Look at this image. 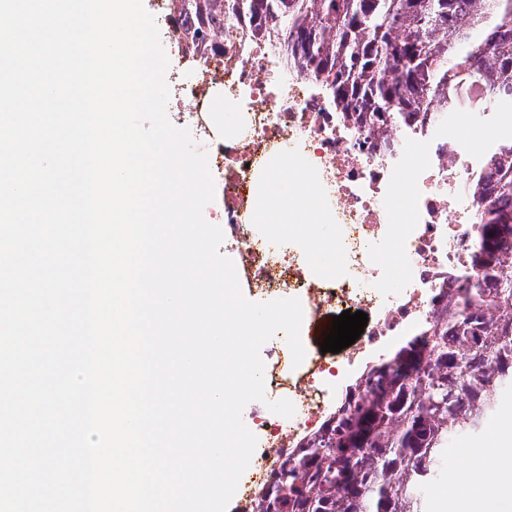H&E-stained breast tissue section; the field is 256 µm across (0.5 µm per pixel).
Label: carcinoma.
Segmentation results:
<instances>
[{"instance_id":"obj_1","label":"carcinoma","mask_w":512,"mask_h":512,"mask_svg":"<svg viewBox=\"0 0 512 512\" xmlns=\"http://www.w3.org/2000/svg\"><path fill=\"white\" fill-rule=\"evenodd\" d=\"M195 52L228 9L288 37L290 68L309 66L345 112L374 127L444 113L512 112V0H175ZM487 88L485 101L471 93ZM471 262L483 287L463 309L406 340L366 372L316 434L259 492L258 512H429L448 442L472 436L512 392V138L490 158ZM502 316L494 319L489 311Z\"/></svg>"}]
</instances>
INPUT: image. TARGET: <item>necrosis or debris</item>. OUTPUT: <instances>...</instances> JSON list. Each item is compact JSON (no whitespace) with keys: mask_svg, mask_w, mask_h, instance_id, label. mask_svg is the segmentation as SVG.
<instances>
[{"mask_svg":"<svg viewBox=\"0 0 512 512\" xmlns=\"http://www.w3.org/2000/svg\"><path fill=\"white\" fill-rule=\"evenodd\" d=\"M172 0H156L153 16L162 42L182 64L170 72L169 118L188 115L206 145L208 165L224 173V244L237 256L241 287L253 295L298 299L304 324L340 307L364 311L369 321L358 340L332 358L291 353L271 363L265 393L290 400L300 414L290 426L274 415L255 418V471L239 492V512H255L259 489L286 455L318 432L336 406V393L360 381L372 360L419 336L461 283L479 286L471 267L484 203L474 191L487 172L494 145L471 147L450 122L423 112L411 124L369 128L346 117L310 72L288 71L285 47L257 35L251 20L226 16L222 47L186 57L183 27L172 16ZM239 110L234 130L218 135L211 101ZM294 144L281 174L289 194L271 192V209L297 207L295 189L311 184L335 239L319 225L289 224L287 242L270 246L251 224L266 159ZM332 249L340 271L314 277L309 262Z\"/></svg>","mask_w":512,"mask_h":512,"instance_id":"1","label":"necrosis or debris"}]
</instances>
